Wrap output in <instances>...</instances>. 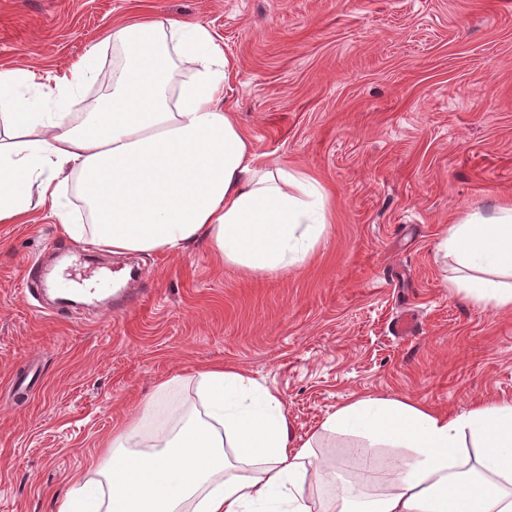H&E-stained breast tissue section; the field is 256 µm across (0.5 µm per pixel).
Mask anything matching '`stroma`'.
<instances>
[{"instance_id": "35a3bbf8", "label": "stroma", "mask_w": 512, "mask_h": 512, "mask_svg": "<svg viewBox=\"0 0 512 512\" xmlns=\"http://www.w3.org/2000/svg\"><path fill=\"white\" fill-rule=\"evenodd\" d=\"M206 24L230 64L225 101L256 151L318 180L332 222L299 267L255 275L197 245L117 256L56 219L0 224V512H56L74 474L157 384L235 366L283 400L294 435L355 395H407L451 412L512 402V310L450 293L451 224L512 202V0H0V67L63 74L89 47L103 98L112 27ZM140 267L143 301L57 317L23 271ZM38 370L34 390L14 383Z\"/></svg>"}]
</instances>
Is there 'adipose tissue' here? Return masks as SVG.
Returning a JSON list of instances; mask_svg holds the SVG:
<instances>
[{"instance_id":"ef3b65f1","label":"adipose tissue","mask_w":512,"mask_h":512,"mask_svg":"<svg viewBox=\"0 0 512 512\" xmlns=\"http://www.w3.org/2000/svg\"><path fill=\"white\" fill-rule=\"evenodd\" d=\"M112 91L84 103L89 49L48 86L0 69V224L34 208L75 241L115 253H173L202 244L254 274L285 273L331 222L329 194L308 174L269 166L224 104L229 61L202 23L125 22L112 32ZM87 213L73 223L63 190ZM441 248L457 264L450 291L512 308V204L451 225ZM199 414L144 436L148 414L184 382H161L144 415L114 432L97 485L73 479L56 512H512V402L444 413L403 396L348 399L292 436L277 391L231 366L194 376ZM349 443L363 471L320 461L323 438ZM383 448L395 454L374 466Z\"/></svg>"}]
</instances>
